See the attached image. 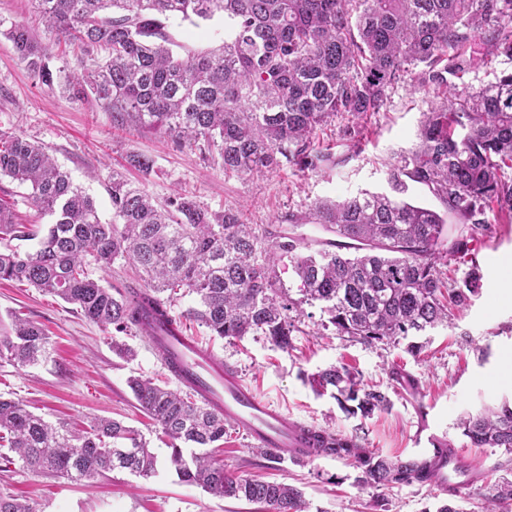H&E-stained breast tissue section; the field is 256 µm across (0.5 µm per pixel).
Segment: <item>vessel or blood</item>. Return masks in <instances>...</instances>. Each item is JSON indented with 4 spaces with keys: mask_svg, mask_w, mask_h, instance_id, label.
Listing matches in <instances>:
<instances>
[{
    "mask_svg": "<svg viewBox=\"0 0 512 512\" xmlns=\"http://www.w3.org/2000/svg\"><path fill=\"white\" fill-rule=\"evenodd\" d=\"M151 343L165 369L202 403L223 414L260 448H302L307 426L288 419L249 389L238 373L185 331L155 330Z\"/></svg>",
    "mask_w": 512,
    "mask_h": 512,
    "instance_id": "1",
    "label": "vessel or blood"
}]
</instances>
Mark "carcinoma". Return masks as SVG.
Masks as SVG:
<instances>
[{"label":"carcinoma","mask_w":512,"mask_h":512,"mask_svg":"<svg viewBox=\"0 0 512 512\" xmlns=\"http://www.w3.org/2000/svg\"><path fill=\"white\" fill-rule=\"evenodd\" d=\"M31 20L0 35L35 83L52 88L68 54L88 65L67 77L68 97L112 113V124L159 134L176 149L218 159L224 172L262 176L286 161L316 172L331 162L316 147L318 130L338 117L381 111L403 74L432 95L418 142L388 168L391 193L361 192L317 202L299 214L249 224L243 212H212L174 192L157 202L146 185L119 174L106 188L112 222L45 149L0 130V177L30 187L31 208L49 217L47 233L0 205V281L26 283L73 305L99 327L150 335L151 322L183 289L199 306L183 317L220 338L265 337L286 349L291 313L321 304L334 328L367 345L394 344L448 322L450 310L482 288L472 243L494 224L512 223V72L474 87L464 75L504 55L512 59V0H30ZM224 18L215 50L174 52L178 19L197 26ZM43 28L49 43L36 29ZM418 185L435 210L404 199ZM316 224L334 235L323 248L296 253L305 241L285 233ZM12 240L37 241L20 251ZM122 260L141 283L105 285L91 266ZM469 264L448 281V261ZM289 262L297 288L281 278ZM298 298H293L292 293ZM49 337L17 319L0 336V360L37 364ZM332 387L352 414L389 409L386 393L367 388L349 368L311 375ZM129 387L141 410L170 441L178 479L219 499L263 504L267 512H307L296 487L237 474L207 448L224 440V416L149 378ZM462 435L478 448L512 454V404L469 415ZM312 446L292 459L342 460L357 484L376 489L430 481L435 458L456 457L449 442L430 457L402 458L366 446L357 435L310 431ZM0 471L12 465L74 482L115 471L150 477L158 460L123 422L96 418L86 428L52 424L20 400L0 398ZM0 512H36L0 495ZM482 512H512V480L494 485Z\"/></svg>","instance_id":"cac0c4a2"}]
</instances>
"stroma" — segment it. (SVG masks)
Here are the masks:
<instances>
[{"label": "stroma", "mask_w": 512, "mask_h": 512, "mask_svg": "<svg viewBox=\"0 0 512 512\" xmlns=\"http://www.w3.org/2000/svg\"><path fill=\"white\" fill-rule=\"evenodd\" d=\"M168 31L186 50H208L221 43L224 21L217 17L197 27L174 23ZM428 107V97L412 76H404L388 90L382 111L355 122L336 119L319 133L320 149L333 158L321 171L303 173L286 163L262 177L228 176L198 151L174 149L151 133L130 135L114 129L111 113L33 83L12 43L0 36V130L45 147L94 200L105 221L112 218V206L104 183L115 170L130 180H145L157 199L177 189L213 211L244 209L254 224L304 212L317 201L364 190L388 191L386 163L415 145ZM132 153L153 159L151 177L142 178L127 166L126 157ZM474 248L482 288L450 324L419 337L422 350L415 357L402 343L369 346L322 329L316 305L306 306V316L285 350L262 336L219 339L197 322L184 319L183 326L289 419L357 435L368 447L405 457L430 455L434 437L453 443L462 460H479L487 471L486 483L464 486L454 499L459 512H478L491 483L505 475L507 456L499 448L472 446L458 422L465 415L512 402V300L501 296L512 281V224L494 225L492 236L479 239ZM16 316L42 326L51 349L46 360L32 366L0 360V396L22 400L51 422L82 424L94 416L123 421L143 436L159 467L149 478L115 471L88 486L16 465L0 472V492L28 500L36 512H264L244 500L212 497L180 482L167 468V441L128 386L133 377L177 386L148 337L133 330L102 329L57 297L0 281V335ZM117 342L132 348L134 357L119 356L113 348ZM395 362L417 380L418 390L401 388L391 379L389 368ZM332 365L359 371L364 383L388 394L390 409L365 418L345 411L331 392H317L309 382L311 375ZM252 446L231 429L214 457L229 470L297 487L310 512H435L446 498L418 483L362 488L355 483L356 470L344 462L321 457L299 464L287 451L265 457L253 453Z\"/></svg>", "instance_id": "stroma-1"}]
</instances>
